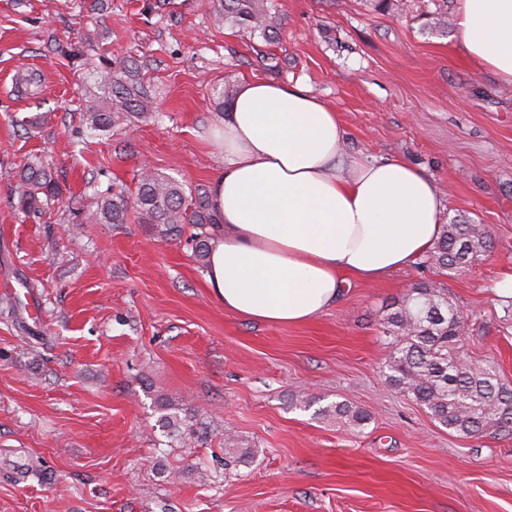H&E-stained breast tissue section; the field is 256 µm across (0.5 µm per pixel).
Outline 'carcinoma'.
Listing matches in <instances>:
<instances>
[{
	"instance_id": "obj_1",
	"label": "carcinoma",
	"mask_w": 512,
	"mask_h": 512,
	"mask_svg": "<svg viewBox=\"0 0 512 512\" xmlns=\"http://www.w3.org/2000/svg\"><path fill=\"white\" fill-rule=\"evenodd\" d=\"M215 21L267 36L277 29L278 17L268 0H211ZM110 82L102 94L89 96L81 108L85 132L91 136L129 126L153 113L154 96L134 59L107 60ZM20 209L38 213L59 194V184L48 163L27 160L18 173ZM140 223L152 224L160 235L193 232L187 239L198 263L207 265L209 241L217 225L209 191L203 185L185 188L179 180L154 170L141 173L135 190L110 186L97 193L96 209L88 216L94 224H123L129 211ZM489 232L468 220L443 225L431 258L439 266L458 272L471 266L477 253L487 251ZM462 315L448 295L429 285H418L392 304L383 326L391 348L389 383L424 406L441 426L469 437L489 428L512 431V386L491 368H472L461 361ZM161 427L190 439L195 434L193 415L172 402L160 407ZM356 426L368 414L344 402L324 409ZM250 452L225 439L224 466L249 463Z\"/></svg>"
}]
</instances>
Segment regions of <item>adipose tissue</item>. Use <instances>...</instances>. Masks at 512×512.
I'll list each match as a JSON object with an SVG mask.
<instances>
[{
	"label": "adipose tissue",
	"mask_w": 512,
	"mask_h": 512,
	"mask_svg": "<svg viewBox=\"0 0 512 512\" xmlns=\"http://www.w3.org/2000/svg\"><path fill=\"white\" fill-rule=\"evenodd\" d=\"M466 56L512 83V0H459ZM215 139L219 232L206 282L225 310L302 324L336 304L345 276L376 281L430 252L445 202L405 159L344 151L337 113L300 84L241 81Z\"/></svg>",
	"instance_id": "1"
}]
</instances>
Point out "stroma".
<instances>
[{
    "instance_id": "35a3bbf8",
    "label": "stroma",
    "mask_w": 512,
    "mask_h": 512,
    "mask_svg": "<svg viewBox=\"0 0 512 512\" xmlns=\"http://www.w3.org/2000/svg\"><path fill=\"white\" fill-rule=\"evenodd\" d=\"M272 37L214 22L209 0H0V512H512V435L465 437L392 387L382 325L411 288L447 289L466 318L464 362L512 385V83L478 68L456 29L427 27L458 0H273ZM84 46L71 62L60 45ZM136 59L152 117L78 144L107 57ZM33 71L36 94L16 84ZM301 83L336 111L346 148L401 157L445 191L446 222L492 247L452 273L429 258L366 283L301 325L224 309L185 238L129 217L89 224L95 188L142 168L211 186L224 167L217 89ZM50 113L37 130L18 118ZM40 156L61 193L17 207ZM197 437L160 430L158 403ZM344 401L356 428L320 415ZM257 455L224 467V437ZM160 416L161 427L170 429L171 432L177 433L182 439H191L195 434L194 416L187 413V409L179 406V403L161 405ZM183 414V416H181Z\"/></svg>"
}]
</instances>
